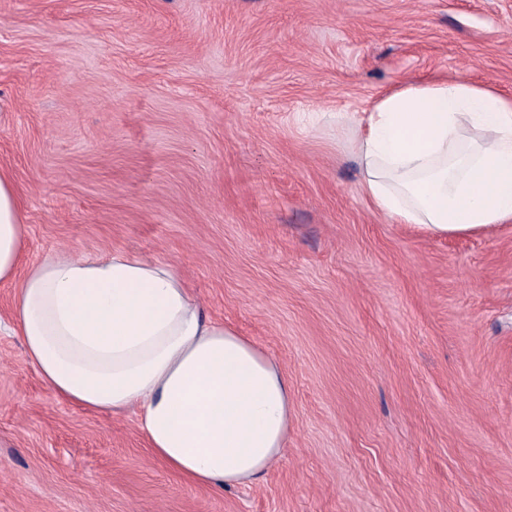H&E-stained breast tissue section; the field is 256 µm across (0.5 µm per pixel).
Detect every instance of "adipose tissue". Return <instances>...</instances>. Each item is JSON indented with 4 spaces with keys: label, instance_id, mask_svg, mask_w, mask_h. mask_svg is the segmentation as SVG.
<instances>
[{
    "label": "adipose tissue",
    "instance_id": "ef3b65f1",
    "mask_svg": "<svg viewBox=\"0 0 512 512\" xmlns=\"http://www.w3.org/2000/svg\"><path fill=\"white\" fill-rule=\"evenodd\" d=\"M362 189L394 224L438 236L512 222V98L458 77L406 84L363 112ZM25 226L0 171V283L26 360L64 401L136 411L153 455L212 490L259 479L288 440L281 367L213 320L170 264L116 252L22 269Z\"/></svg>",
    "mask_w": 512,
    "mask_h": 512
}]
</instances>
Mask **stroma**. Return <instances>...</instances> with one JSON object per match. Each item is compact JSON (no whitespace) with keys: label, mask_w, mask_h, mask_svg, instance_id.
Here are the masks:
<instances>
[{"label":"stroma","mask_w":512,"mask_h":512,"mask_svg":"<svg viewBox=\"0 0 512 512\" xmlns=\"http://www.w3.org/2000/svg\"><path fill=\"white\" fill-rule=\"evenodd\" d=\"M456 75L512 97V0H0L27 263L173 265L292 401L261 480L194 486L57 397L0 284V512H512V223L385 221L343 120Z\"/></svg>","instance_id":"obj_1"}]
</instances>
